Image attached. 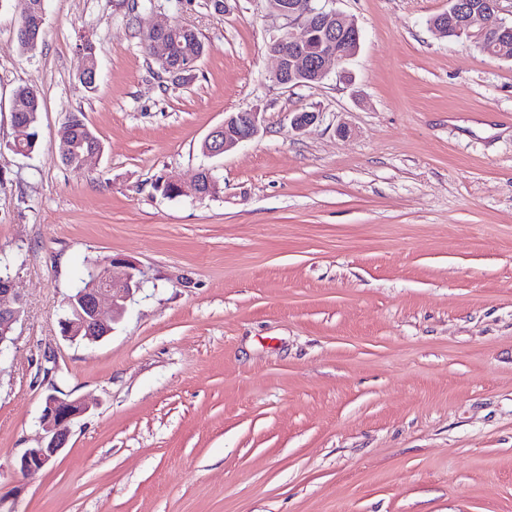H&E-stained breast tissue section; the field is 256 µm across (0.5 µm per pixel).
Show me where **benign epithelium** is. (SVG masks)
I'll use <instances>...</instances> for the list:
<instances>
[{"instance_id": "obj_1", "label": "benign epithelium", "mask_w": 512, "mask_h": 512, "mask_svg": "<svg viewBox=\"0 0 512 512\" xmlns=\"http://www.w3.org/2000/svg\"><path fill=\"white\" fill-rule=\"evenodd\" d=\"M270 13L283 20L278 34L267 45L275 58L271 78L286 87L306 86L321 82L329 75L335 60L354 58L360 49L357 23L332 7L335 0H267ZM501 0H448V10L436 15L431 26L445 37L464 39L482 47L486 36L501 37V49L496 57L512 60V47L507 35L512 22L494 26L488 19L499 11ZM169 26L158 25L150 31L159 34L151 44L152 57L164 63L170 74L191 67L171 58L168 42L160 37ZM260 112H232L224 123L207 135L208 154L226 153L253 139L259 132ZM122 267L117 276L113 268ZM94 281L86 288H75L65 300L66 314L60 319L63 335L72 342H98L112 332V326L125 314L127 302L140 289V283L130 266L121 258L112 259L111 269L101 276L91 272ZM23 314V302L14 288L12 277L0 276V356L14 342V325ZM91 405L82 399H72L56 389L47 394L39 419L42 434L38 445L26 449L19 457L15 470L27 475L43 469L61 452L70 434V425L85 415Z\"/></svg>"}]
</instances>
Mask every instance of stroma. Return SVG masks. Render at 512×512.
I'll return each instance as SVG.
<instances>
[{
	"instance_id": "1",
	"label": "stroma",
	"mask_w": 512,
	"mask_h": 512,
	"mask_svg": "<svg viewBox=\"0 0 512 512\" xmlns=\"http://www.w3.org/2000/svg\"><path fill=\"white\" fill-rule=\"evenodd\" d=\"M130 3L46 0L25 54L24 0H0V258L25 304L0 356V512H512V60L439 35L448 0H336L358 54L288 88L267 0ZM157 23L200 33L190 79L145 54ZM21 85L42 105L28 156ZM253 108L255 139L202 154ZM70 112L103 145L81 173L56 146ZM204 165L219 195L162 194ZM112 257L141 291L103 341L65 340L83 261ZM54 385L92 409L17 474ZM41 0H34L35 3H39ZM45 1H41L38 6L31 4L30 0H27L25 11L23 15L30 14L34 8H36L38 14V28L40 30L45 22ZM21 16L18 28H17V39L23 53H30L37 47L38 40L42 33V28L36 35V26L33 23V19ZM13 103L18 104L17 119L20 121L19 123L17 119H14L13 125L17 132L15 142L16 144L20 143V148L23 150L32 153L39 140L40 97L32 86L22 85L15 90ZM26 127L28 128L27 138L22 140L26 137Z\"/></svg>"
}]
</instances>
